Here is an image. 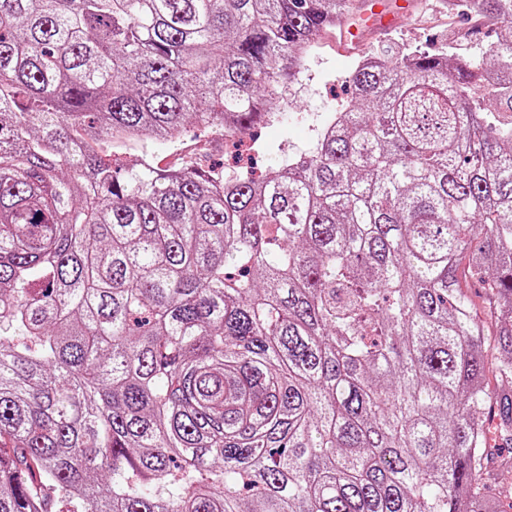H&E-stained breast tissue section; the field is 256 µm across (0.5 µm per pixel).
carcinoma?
<instances>
[{
  "mask_svg": "<svg viewBox=\"0 0 512 512\" xmlns=\"http://www.w3.org/2000/svg\"><path fill=\"white\" fill-rule=\"evenodd\" d=\"M448 3L497 65L360 59L257 176L100 144L248 134L356 0H0V512H512V0Z\"/></svg>",
  "mask_w": 512,
  "mask_h": 512,
  "instance_id": "1",
  "label": "carcinoma"
}]
</instances>
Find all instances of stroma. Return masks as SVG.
Segmentation results:
<instances>
[{
    "label": "stroma",
    "instance_id": "1",
    "mask_svg": "<svg viewBox=\"0 0 512 512\" xmlns=\"http://www.w3.org/2000/svg\"><path fill=\"white\" fill-rule=\"evenodd\" d=\"M463 29L458 18L442 8L441 0H410L409 8L397 13L393 31L384 36L366 35L358 55L397 57L408 48L452 49L455 34ZM336 36L333 29L320 34L304 69L292 82L284 84L282 99L271 102L272 119L256 131L261 150L256 157L259 166H270L287 160L290 154L311 150L325 118L342 102L353 58L339 53ZM117 154L130 166L146 156L161 168H178L201 156L223 159L224 142L190 124L179 146L133 144L119 148Z\"/></svg>",
    "mask_w": 512,
    "mask_h": 512
}]
</instances>
